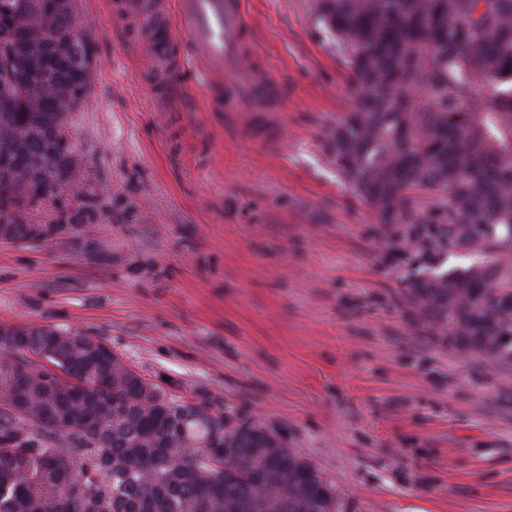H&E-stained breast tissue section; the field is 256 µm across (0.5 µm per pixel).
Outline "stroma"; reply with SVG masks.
I'll return each mask as SVG.
<instances>
[{"instance_id": "stroma-1", "label": "stroma", "mask_w": 512, "mask_h": 512, "mask_svg": "<svg viewBox=\"0 0 512 512\" xmlns=\"http://www.w3.org/2000/svg\"><path fill=\"white\" fill-rule=\"evenodd\" d=\"M114 0H76L94 80L69 117L79 193L0 240V326L72 328L180 402L259 424L344 512H512V375L415 335L328 129L354 103L312 0H245L278 112L157 90Z\"/></svg>"}]
</instances>
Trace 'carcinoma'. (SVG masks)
<instances>
[{
  "label": "carcinoma",
  "mask_w": 512,
  "mask_h": 512,
  "mask_svg": "<svg viewBox=\"0 0 512 512\" xmlns=\"http://www.w3.org/2000/svg\"><path fill=\"white\" fill-rule=\"evenodd\" d=\"M314 15L359 91L328 152L405 270L416 333L511 372L512 0H314ZM78 29L75 0H0V222L15 234L80 163L57 109L93 81ZM342 509L263 426L218 437L90 337L0 327V512Z\"/></svg>",
  "instance_id": "1"
}]
</instances>
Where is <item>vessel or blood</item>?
Returning <instances> with one entry per match:
<instances>
[{
	"mask_svg": "<svg viewBox=\"0 0 512 512\" xmlns=\"http://www.w3.org/2000/svg\"><path fill=\"white\" fill-rule=\"evenodd\" d=\"M118 10L129 19L134 39L147 45L152 67L164 82L192 73L207 86L215 111L242 112L262 102L275 105V85L251 56L244 0H180L176 12L169 0H119ZM178 22L187 31L186 39L175 34Z\"/></svg>",
	"mask_w": 512,
	"mask_h": 512,
	"instance_id": "vessel-or-blood-1",
	"label": "vessel or blood"
}]
</instances>
